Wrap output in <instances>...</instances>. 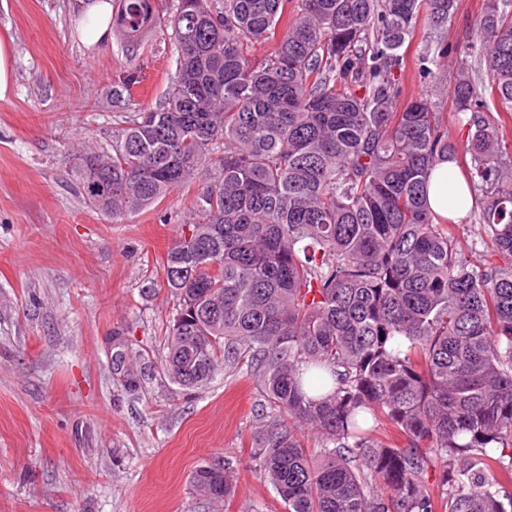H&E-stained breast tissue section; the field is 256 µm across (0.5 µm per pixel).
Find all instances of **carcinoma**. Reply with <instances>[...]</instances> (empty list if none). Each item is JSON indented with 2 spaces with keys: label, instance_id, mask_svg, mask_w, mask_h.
Returning <instances> with one entry per match:
<instances>
[{
  "label": "carcinoma",
  "instance_id": "cac0c4a2",
  "mask_svg": "<svg viewBox=\"0 0 512 512\" xmlns=\"http://www.w3.org/2000/svg\"><path fill=\"white\" fill-rule=\"evenodd\" d=\"M486 0L456 48L453 140L426 98L399 103L401 49L456 0H119L134 47L171 30L176 69L108 154L80 155L112 221L198 183L165 262L176 297L162 369L182 390L246 366L277 415L251 459L286 512H512V11ZM269 44L261 59L253 49ZM448 47L432 41L437 79ZM462 159L486 263L427 209L429 172ZM98 185H86L88 171ZM112 336V379L146 366ZM389 424L407 446L375 437ZM316 437L315 453L301 428ZM221 504L229 464L192 475Z\"/></svg>",
  "mask_w": 512,
  "mask_h": 512
}]
</instances>
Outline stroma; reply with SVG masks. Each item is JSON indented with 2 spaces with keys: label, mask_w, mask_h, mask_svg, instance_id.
<instances>
[{
  "label": "stroma",
  "mask_w": 512,
  "mask_h": 512,
  "mask_svg": "<svg viewBox=\"0 0 512 512\" xmlns=\"http://www.w3.org/2000/svg\"><path fill=\"white\" fill-rule=\"evenodd\" d=\"M75 5L0 0L15 71L0 100V512H286L251 465L252 435L273 413L256 379L230 369L188 394L161 367L176 304L164 264L195 186L113 222L71 172L83 146L110 149L131 122L107 105L109 89L134 69L133 100L158 104L175 48L152 29L134 48L116 33L86 49ZM422 48L418 34L404 45L401 99L425 95L452 114L454 69L432 91ZM116 332L151 367L133 394L112 381ZM224 460L236 491L216 507L191 476Z\"/></svg>",
  "instance_id": "obj_1"
}]
</instances>
